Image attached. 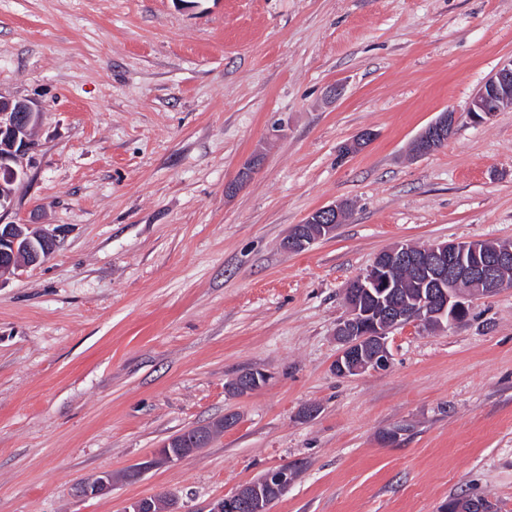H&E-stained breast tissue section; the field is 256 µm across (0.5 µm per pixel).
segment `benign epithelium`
Instances as JSON below:
<instances>
[{
    "label": "benign epithelium",
    "mask_w": 512,
    "mask_h": 512,
    "mask_svg": "<svg viewBox=\"0 0 512 512\" xmlns=\"http://www.w3.org/2000/svg\"><path fill=\"white\" fill-rule=\"evenodd\" d=\"M512 106V60L508 61L473 96L467 112L476 121L491 119ZM40 113L23 100L0 97V210L11 208L17 181L27 174L34 134ZM458 121L457 113L444 112L430 123L412 143L416 155H425L443 145ZM344 210L330 205L311 213L305 223L315 227L311 238L290 230L282 241L288 252H301L318 240L329 238L342 223ZM56 234L31 224H0V277L23 266L47 259L56 249ZM415 268L420 276L418 298L405 303L392 291L395 271ZM512 288V247L488 253L482 241L438 242L415 246L399 242L380 253L371 267L347 286V315L336 324L340 349L333 370L340 377L386 369L391 360L389 335L397 328L415 324L425 327L455 323L478 297ZM267 382L259 371L244 370L232 380L228 392L245 396ZM214 430L202 429L196 435L197 447L176 451L164 444L154 456L131 470L137 479L155 466L175 465L207 447ZM295 471L287 466L267 472L242 486L235 493L210 505L209 512H269L278 497L293 482ZM112 490L108 478L92 480L75 488L78 497L102 495ZM446 512H494L487 499L460 500L445 507Z\"/></svg>",
    "instance_id": "7a95c632"
}]
</instances>
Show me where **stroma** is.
<instances>
[{"instance_id":"35a3bbf8","label":"stroma","mask_w":512,"mask_h":512,"mask_svg":"<svg viewBox=\"0 0 512 512\" xmlns=\"http://www.w3.org/2000/svg\"><path fill=\"white\" fill-rule=\"evenodd\" d=\"M511 60L512 0H0V96L41 114L0 222L62 231L0 280V512H208L285 465L270 512L463 492L512 512V288L396 329L385 370L332 368L345 288L379 253L512 240V106L466 115ZM446 111L448 141L412 155ZM334 204L332 237L282 248ZM244 369L270 380L231 396ZM228 413L196 456L123 480ZM104 473L110 492L75 496Z\"/></svg>"}]
</instances>
